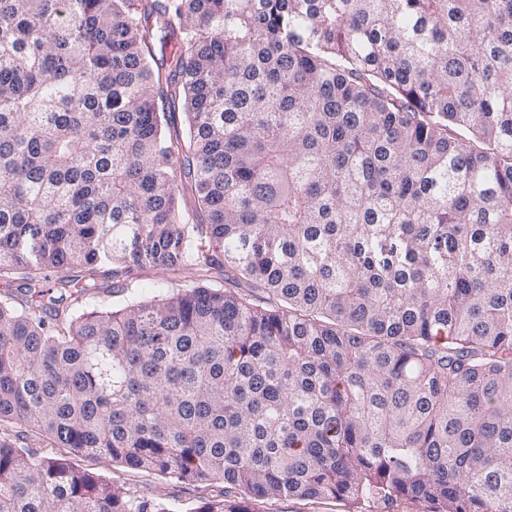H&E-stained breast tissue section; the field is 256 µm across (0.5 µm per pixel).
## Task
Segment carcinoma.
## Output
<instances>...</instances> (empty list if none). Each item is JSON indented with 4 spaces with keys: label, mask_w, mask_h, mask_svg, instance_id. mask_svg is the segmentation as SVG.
I'll return each mask as SVG.
<instances>
[{
    "label": "carcinoma",
    "mask_w": 512,
    "mask_h": 512,
    "mask_svg": "<svg viewBox=\"0 0 512 512\" xmlns=\"http://www.w3.org/2000/svg\"><path fill=\"white\" fill-rule=\"evenodd\" d=\"M190 232L224 263L87 308ZM10 279L0 428L66 455L0 435V512H173L83 456L224 483L192 512H512V0H0ZM248 512H347L341 501L332 499H251L245 504Z\"/></svg>",
    "instance_id": "obj_1"
}]
</instances>
